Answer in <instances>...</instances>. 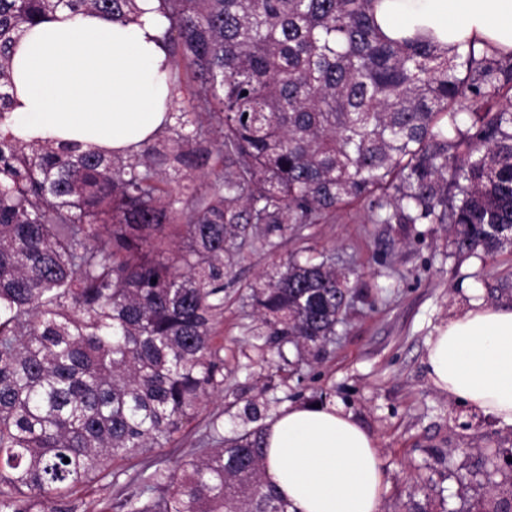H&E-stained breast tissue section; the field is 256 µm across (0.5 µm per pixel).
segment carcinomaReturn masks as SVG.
<instances>
[{
	"instance_id": "obj_1",
	"label": "carcinoma",
	"mask_w": 512,
	"mask_h": 512,
	"mask_svg": "<svg viewBox=\"0 0 512 512\" xmlns=\"http://www.w3.org/2000/svg\"><path fill=\"white\" fill-rule=\"evenodd\" d=\"M159 2L171 90L186 63L194 103L124 156L16 139L11 51L61 8L126 19L136 0H0V512H86L79 487L123 476L126 512H289L262 425L226 437L215 417L189 459L118 465L224 390L242 248L363 203L373 224L447 225L459 253L512 250V54L390 39L375 0ZM349 295L330 255L272 264L246 295L257 354L321 346Z\"/></svg>"
}]
</instances>
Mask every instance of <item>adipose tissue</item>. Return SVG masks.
Masks as SVG:
<instances>
[{"label":"adipose tissue","instance_id":"obj_1","mask_svg":"<svg viewBox=\"0 0 512 512\" xmlns=\"http://www.w3.org/2000/svg\"><path fill=\"white\" fill-rule=\"evenodd\" d=\"M120 22L63 9L26 30L12 58L7 125L27 142L75 141L123 151L150 140L169 112V26L158 0ZM389 38L431 32L445 48L467 38L512 52V0H378ZM435 387L512 426V305L472 301L428 342ZM264 480L289 512H381L376 441L332 403L299 404L269 420Z\"/></svg>","mask_w":512,"mask_h":512}]
</instances>
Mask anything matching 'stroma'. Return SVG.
I'll return each instance as SVG.
<instances>
[{"mask_svg":"<svg viewBox=\"0 0 512 512\" xmlns=\"http://www.w3.org/2000/svg\"><path fill=\"white\" fill-rule=\"evenodd\" d=\"M308 249L336 258L351 288L350 305L333 339L318 355L288 347L285 370L260 362L250 333L256 322L241 294L264 269ZM512 252L484 262L454 251L443 226L399 231L374 224L354 205L332 224H310L276 247H247L224 282V313L215 340L224 347V389L209 397L165 448L126 461L134 471L156 459L174 463L198 446L209 420L223 415L225 431L241 428L249 402L261 420L310 402L340 405L376 439L384 487L382 512L415 501L425 512H493L512 502V428L438 391L426 367L427 341L437 326L471 300L512 304ZM496 448V463L485 460Z\"/></svg>","mask_w":512,"mask_h":512,"instance_id":"stroma-1","label":"stroma"}]
</instances>
